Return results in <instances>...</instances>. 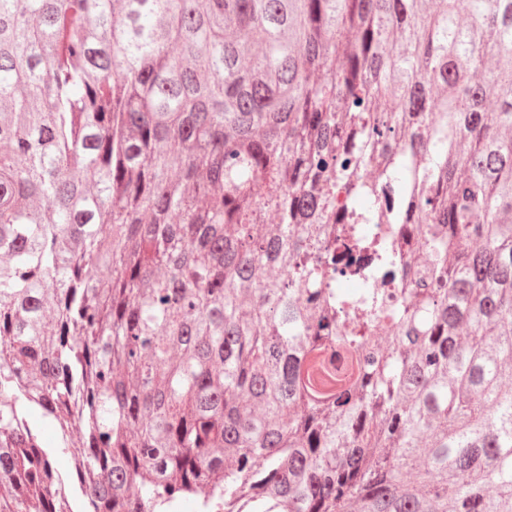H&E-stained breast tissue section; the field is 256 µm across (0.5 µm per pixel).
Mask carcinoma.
Returning a JSON list of instances; mask_svg holds the SVG:
<instances>
[{"mask_svg":"<svg viewBox=\"0 0 512 512\" xmlns=\"http://www.w3.org/2000/svg\"><path fill=\"white\" fill-rule=\"evenodd\" d=\"M62 488L512 512V0H0V512Z\"/></svg>","mask_w":512,"mask_h":512,"instance_id":"1","label":"carcinoma"}]
</instances>
